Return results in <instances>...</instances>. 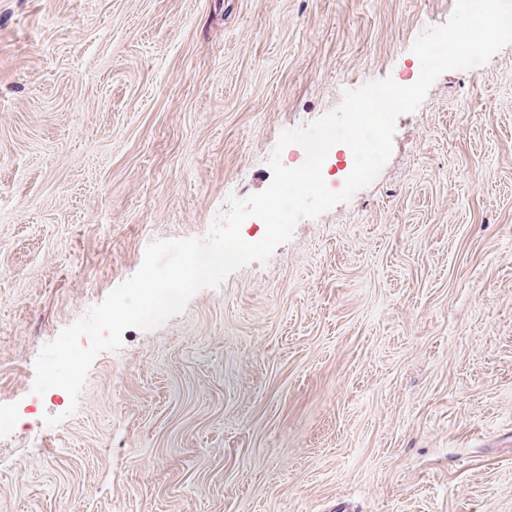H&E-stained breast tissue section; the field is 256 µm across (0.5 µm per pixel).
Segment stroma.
Wrapping results in <instances>:
<instances>
[{
    "mask_svg": "<svg viewBox=\"0 0 512 512\" xmlns=\"http://www.w3.org/2000/svg\"><path fill=\"white\" fill-rule=\"evenodd\" d=\"M454 7L0 0V512H512V45L267 261L124 330L78 407L33 391L150 242L207 238Z\"/></svg>",
    "mask_w": 512,
    "mask_h": 512,
    "instance_id": "1",
    "label": "stroma"
}]
</instances>
